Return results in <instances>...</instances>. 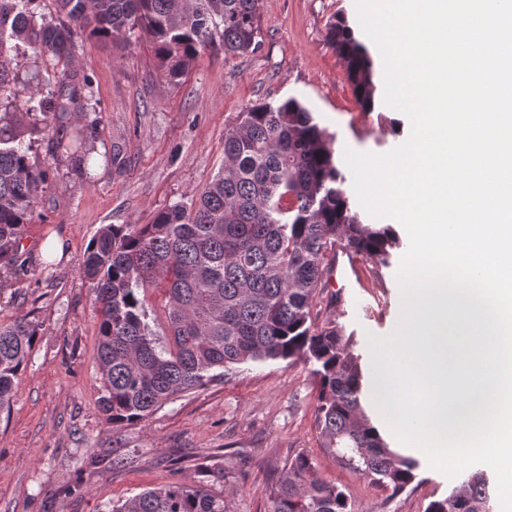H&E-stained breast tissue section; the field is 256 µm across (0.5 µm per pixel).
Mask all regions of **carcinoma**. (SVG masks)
Here are the masks:
<instances>
[{
	"instance_id": "carcinoma-1",
	"label": "carcinoma",
	"mask_w": 512,
	"mask_h": 512,
	"mask_svg": "<svg viewBox=\"0 0 512 512\" xmlns=\"http://www.w3.org/2000/svg\"><path fill=\"white\" fill-rule=\"evenodd\" d=\"M0 0V268L25 272V226L49 180L32 162V142L48 133L76 167L90 149L67 116L91 81L69 69L72 28L100 38L148 35L157 69L178 85L200 51L219 41L224 56L261 45L260 0ZM327 40L342 58L357 104L374 108V64L341 19ZM63 62L55 89L15 105L16 71L8 44ZM340 245L373 264L400 246L390 224H364L350 203L332 137L298 98L260 102L224 134V166L189 203L159 210L149 224H105L87 249L82 273L98 319L100 405L112 425L147 420L176 397L250 363L302 361L317 386L316 427L336 462L396 495L414 479L415 460L388 447L366 411L364 374L349 340L332 321L318 324L313 302L325 288L329 257ZM165 300L169 329H152L149 292ZM41 324L0 323V414ZM272 512H356L348 495L315 475L299 453L270 493ZM110 512H230L227 498L201 482L178 479L112 504ZM424 512H493L482 470L465 475Z\"/></svg>"
}]
</instances>
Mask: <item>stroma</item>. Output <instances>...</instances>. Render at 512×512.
<instances>
[{
  "label": "stroma",
  "mask_w": 512,
  "mask_h": 512,
  "mask_svg": "<svg viewBox=\"0 0 512 512\" xmlns=\"http://www.w3.org/2000/svg\"><path fill=\"white\" fill-rule=\"evenodd\" d=\"M362 36L354 0H262L257 52L228 57L223 47L201 51L180 85L157 70L143 33L102 40L77 34L73 67L91 78V95L72 120L91 149L87 172L54 156L49 139L30 156L50 178L25 227L32 254L26 272L0 271V322L17 317L41 330L19 377L9 417L0 419V512H106L112 502L181 478L227 494L231 512H271L268 489L288 458L309 454L318 477L345 489L357 512H424L454 479L432 469L416 448L390 447L415 458L416 479L388 497L326 454L315 427L316 387L307 365H245L207 388L185 393L145 422L106 423L96 380L98 319L80 274L83 256L105 224H148L156 212L190 202L224 162V134L241 112L295 96L334 138L350 148L384 154L410 135L409 118L376 101L357 104L342 59L326 40L336 15ZM124 162H112L113 148ZM61 254H42L50 239ZM402 255L389 265L359 264L367 309L356 312L341 295L335 272L317 295L320 321L352 335L363 367H371L369 335L392 333L401 312L396 279ZM439 344L436 380L456 398L473 394L478 365L449 371V352L466 347L484 328L461 314L428 319Z\"/></svg>",
  "instance_id": "obj_1"
}]
</instances>
